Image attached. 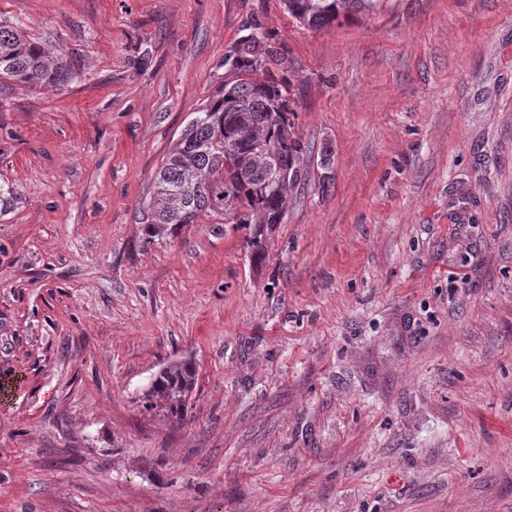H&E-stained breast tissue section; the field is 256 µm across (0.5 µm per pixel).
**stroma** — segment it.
I'll return each instance as SVG.
<instances>
[{
    "mask_svg": "<svg viewBox=\"0 0 512 512\" xmlns=\"http://www.w3.org/2000/svg\"><path fill=\"white\" fill-rule=\"evenodd\" d=\"M70 62L0 98V512H512V0H0ZM260 23L307 171L248 229L142 210ZM329 165H321L322 151ZM189 360L180 422L143 389ZM288 15L310 30L332 26L340 17L376 12L384 0H282Z\"/></svg>",
    "mask_w": 512,
    "mask_h": 512,
    "instance_id": "stroma-1",
    "label": "stroma"
}]
</instances>
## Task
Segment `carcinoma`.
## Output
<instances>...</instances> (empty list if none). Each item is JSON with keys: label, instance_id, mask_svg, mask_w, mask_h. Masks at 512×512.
Wrapping results in <instances>:
<instances>
[{"label": "carcinoma", "instance_id": "carcinoma-1", "mask_svg": "<svg viewBox=\"0 0 512 512\" xmlns=\"http://www.w3.org/2000/svg\"><path fill=\"white\" fill-rule=\"evenodd\" d=\"M282 2L299 26L317 30L342 17L376 12L384 0ZM271 62L282 70L291 65L256 22L225 60L231 78L193 113L154 176L152 198L143 209L149 239H163L172 225L206 217L248 228L247 246L256 256L264 254L307 157L295 132L291 83L270 72ZM73 76L68 62L51 55L22 26L0 22V97L14 83L56 89ZM17 203L13 188L0 184V216ZM195 386L193 364L171 362L142 393L143 408L179 420Z\"/></svg>", "mask_w": 512, "mask_h": 512}]
</instances>
